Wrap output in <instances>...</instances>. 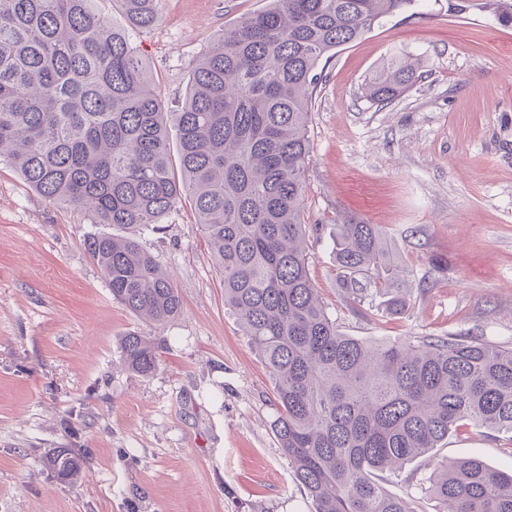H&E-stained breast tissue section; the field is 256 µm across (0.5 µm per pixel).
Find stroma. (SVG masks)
<instances>
[{
	"mask_svg": "<svg viewBox=\"0 0 512 512\" xmlns=\"http://www.w3.org/2000/svg\"><path fill=\"white\" fill-rule=\"evenodd\" d=\"M268 0H161L135 34L166 106L225 27ZM427 77L391 106L361 85L391 58ZM319 68L304 208L310 277L341 331L368 341L477 336L512 347V23L496 0H415ZM380 224L406 270L408 308L388 289L355 301L337 281L345 220ZM105 225L48 200L0 160V512H311L272 431L274 380L224 285L194 211L181 203L141 238L171 277L179 316L158 325L113 299L85 251ZM162 341L157 370L131 373L119 343ZM52 448L82 460L57 479ZM512 469V433L474 423L389 476L415 512L436 461Z\"/></svg>",
	"mask_w": 512,
	"mask_h": 512,
	"instance_id": "stroma-1",
	"label": "stroma"
}]
</instances>
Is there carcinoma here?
Masks as SVG:
<instances>
[{"mask_svg": "<svg viewBox=\"0 0 512 512\" xmlns=\"http://www.w3.org/2000/svg\"><path fill=\"white\" fill-rule=\"evenodd\" d=\"M116 2L118 27L94 0H0V158L40 195L121 230L85 238V250L112 296L158 325L181 298L140 238L188 201L224 305L275 379L273 431L312 512H413L381 474L430 454L463 421L512 431V348L345 335L302 240L319 64L414 0H271L198 59L176 112L131 40L158 29L160 0ZM423 79L419 63L392 61L364 94L384 107ZM336 266L355 300L375 272L383 288L402 273L381 225L355 221L336 225ZM120 352L135 374L158 368L159 345L142 336L122 337ZM45 463L64 482L81 467L68 448ZM420 491L435 512H512V473L479 459L441 460Z\"/></svg>", "mask_w": 512, "mask_h": 512, "instance_id": "cac0c4a2", "label": "carcinoma"}]
</instances>
